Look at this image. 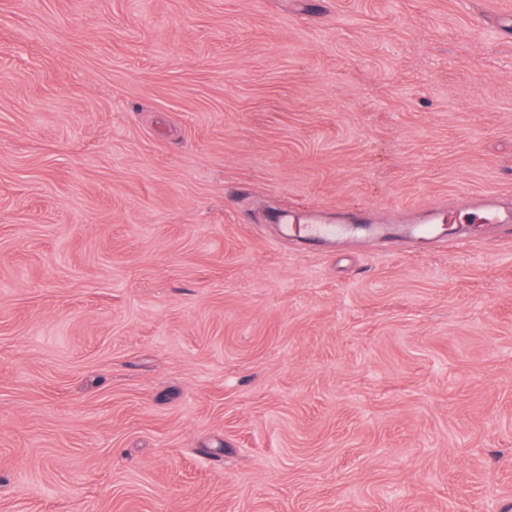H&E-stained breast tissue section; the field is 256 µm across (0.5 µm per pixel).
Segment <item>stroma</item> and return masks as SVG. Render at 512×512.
I'll return each mask as SVG.
<instances>
[{
	"mask_svg": "<svg viewBox=\"0 0 512 512\" xmlns=\"http://www.w3.org/2000/svg\"><path fill=\"white\" fill-rule=\"evenodd\" d=\"M509 18L0 0V512H512ZM470 222L497 225L505 235L512 238V210L500 204L492 195H487L475 203ZM460 224L456 210L447 209L446 206L432 207L424 212L419 219L411 222L409 231L414 238L426 237L431 239H445L443 224ZM301 219V216L294 215L291 212L278 215V222L283 224L282 226L286 232L295 231L296 233H300L301 228H303L307 234L304 241H321L327 237L336 236L338 230L336 225L322 224L316 219L315 213L312 211H308L303 217L305 224L293 225L295 222H301Z\"/></svg>",
	"mask_w": 512,
	"mask_h": 512,
	"instance_id": "obj_1",
	"label": "stroma"
}]
</instances>
